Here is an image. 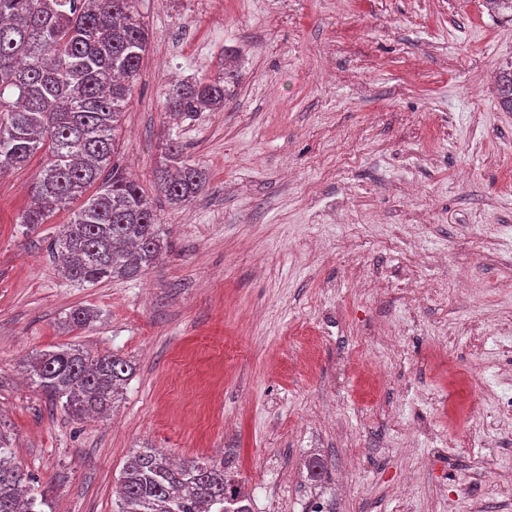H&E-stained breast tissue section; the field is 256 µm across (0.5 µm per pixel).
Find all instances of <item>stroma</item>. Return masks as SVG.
I'll use <instances>...</instances> for the list:
<instances>
[{"instance_id":"35a3bbf8","label":"stroma","mask_w":512,"mask_h":512,"mask_svg":"<svg viewBox=\"0 0 512 512\" xmlns=\"http://www.w3.org/2000/svg\"><path fill=\"white\" fill-rule=\"evenodd\" d=\"M150 44L116 162L168 246L82 287L18 222L42 166L0 174V424L53 512H112L148 445L229 460L252 512H512V15L487 0H137ZM228 76L173 121L169 80ZM209 182L168 206L166 139ZM99 316L67 329L76 307ZM133 367L78 421L18 370L60 344ZM312 453L319 490L302 478ZM304 481L310 485H322L329 478L326 462L317 455H311L302 466Z\"/></svg>"}]
</instances>
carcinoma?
Returning <instances> with one entry per match:
<instances>
[{"label": "carcinoma", "mask_w": 512, "mask_h": 512, "mask_svg": "<svg viewBox=\"0 0 512 512\" xmlns=\"http://www.w3.org/2000/svg\"><path fill=\"white\" fill-rule=\"evenodd\" d=\"M135 2L0 0V173L42 154L33 201L20 217L29 231L86 197L49 244L73 284L134 279L168 247L153 202L114 161L115 132L148 49ZM165 107L176 118L222 111L224 66L209 81L170 83ZM163 149L161 193L173 206L188 203L208 174L176 140ZM97 318L91 308H76L64 325L84 329ZM21 368L76 420L108 413L132 374L119 356H93L71 344L37 352ZM302 470L310 485L329 478L317 455ZM117 495L115 512H252L228 462L177 465L149 447L128 460ZM45 505L47 489L13 462L12 438L0 430V512H45Z\"/></svg>", "instance_id": "cac0c4a2"}]
</instances>
